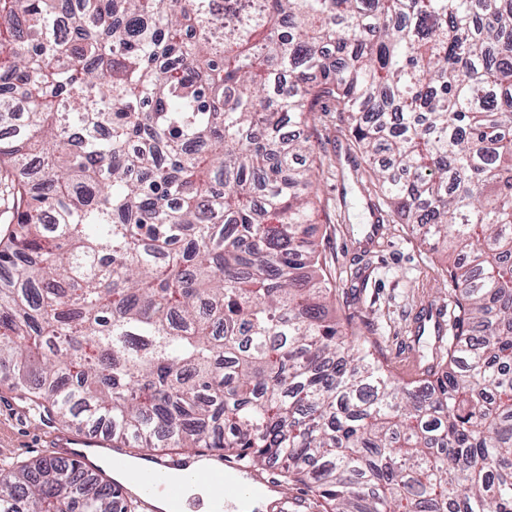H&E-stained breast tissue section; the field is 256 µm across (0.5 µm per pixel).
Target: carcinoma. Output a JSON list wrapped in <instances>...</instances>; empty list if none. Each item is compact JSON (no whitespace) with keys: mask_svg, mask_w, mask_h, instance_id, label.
<instances>
[{"mask_svg":"<svg viewBox=\"0 0 512 512\" xmlns=\"http://www.w3.org/2000/svg\"><path fill=\"white\" fill-rule=\"evenodd\" d=\"M0 382L130 457L273 462L322 512H512V0H0ZM332 103L445 257L401 380L330 312ZM43 455L0 512H135Z\"/></svg>","mask_w":512,"mask_h":512,"instance_id":"carcinoma-1","label":"carcinoma"}]
</instances>
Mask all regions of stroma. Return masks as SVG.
Returning a JSON list of instances; mask_svg holds the SVG:
<instances>
[{
    "mask_svg": "<svg viewBox=\"0 0 512 512\" xmlns=\"http://www.w3.org/2000/svg\"><path fill=\"white\" fill-rule=\"evenodd\" d=\"M320 158L315 237L320 244L337 316L377 340L397 377L408 380L427 367L421 356L431 337L416 334L414 320L428 305L450 302L454 292L440 256L420 245L411 225L385 216L375 246L363 247L359 226L366 202L377 198L365 165H353L355 148L338 113L323 112L314 129ZM48 421L29 420L25 405L0 385V462L42 455Z\"/></svg>",
    "mask_w": 512,
    "mask_h": 512,
    "instance_id": "1",
    "label": "stroma"
}]
</instances>
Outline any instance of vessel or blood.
<instances>
[{
	"label": "vessel or blood",
	"instance_id": "obj_1",
	"mask_svg": "<svg viewBox=\"0 0 512 512\" xmlns=\"http://www.w3.org/2000/svg\"><path fill=\"white\" fill-rule=\"evenodd\" d=\"M48 451L77 461L85 470L111 477L113 469L124 467L128 451L116 447L108 436L54 432ZM192 452L156 455L143 458L140 468L131 472L127 482L116 483L122 499H134L141 512H156L153 501L157 493L168 500L167 512H189L191 505L186 486L198 483L212 493L210 512H241L243 501H273L278 512H286L288 494L281 490L270 473H257L242 465L211 455L208 466H196Z\"/></svg>",
	"mask_w": 512,
	"mask_h": 512
}]
</instances>
